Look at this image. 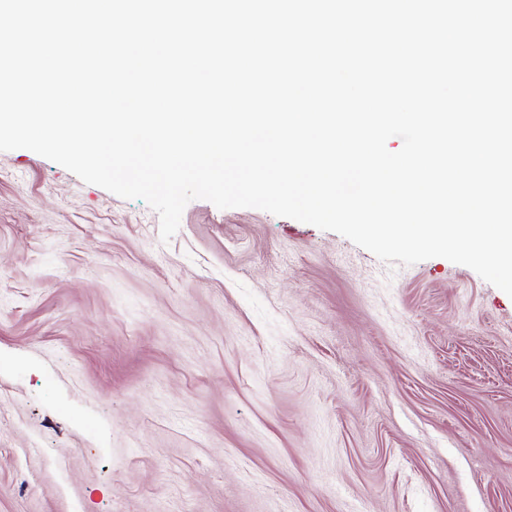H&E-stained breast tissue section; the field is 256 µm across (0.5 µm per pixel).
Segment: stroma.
<instances>
[{"instance_id":"stroma-1","label":"stroma","mask_w":512,"mask_h":512,"mask_svg":"<svg viewBox=\"0 0 512 512\" xmlns=\"http://www.w3.org/2000/svg\"><path fill=\"white\" fill-rule=\"evenodd\" d=\"M0 512H512V297L0 151Z\"/></svg>"}]
</instances>
